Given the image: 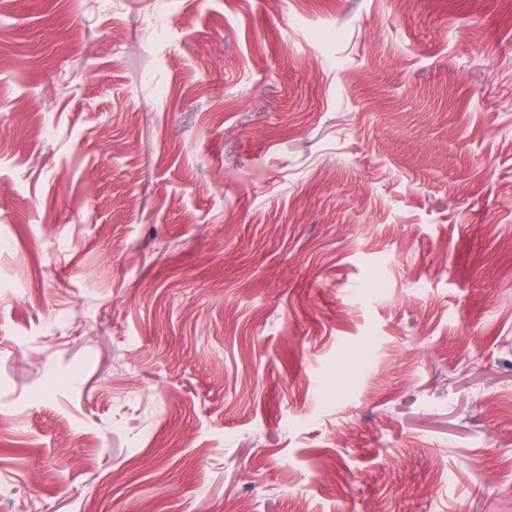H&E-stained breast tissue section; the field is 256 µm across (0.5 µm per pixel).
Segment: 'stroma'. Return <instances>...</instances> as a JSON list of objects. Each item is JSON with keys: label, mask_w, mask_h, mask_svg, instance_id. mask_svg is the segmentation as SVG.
I'll return each instance as SVG.
<instances>
[{"label": "stroma", "mask_w": 512, "mask_h": 512, "mask_svg": "<svg viewBox=\"0 0 512 512\" xmlns=\"http://www.w3.org/2000/svg\"><path fill=\"white\" fill-rule=\"evenodd\" d=\"M0 512H512V0H0Z\"/></svg>", "instance_id": "35a3bbf8"}]
</instances>
